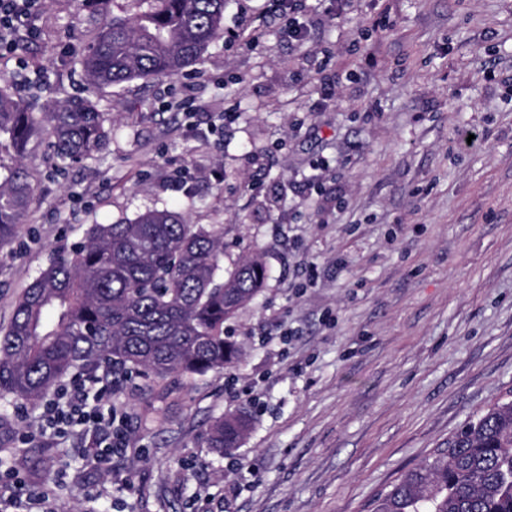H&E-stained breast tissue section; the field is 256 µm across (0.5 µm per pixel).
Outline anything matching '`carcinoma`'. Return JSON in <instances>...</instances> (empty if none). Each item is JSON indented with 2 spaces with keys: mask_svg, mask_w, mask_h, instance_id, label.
<instances>
[{
  "mask_svg": "<svg viewBox=\"0 0 512 512\" xmlns=\"http://www.w3.org/2000/svg\"><path fill=\"white\" fill-rule=\"evenodd\" d=\"M139 10L103 17L79 59L87 85L119 86L178 76L224 33L225 0H137ZM50 127L46 158L59 171L94 156L112 138L90 97L58 104L37 119L0 87V246L26 214L33 188L22 164L40 121ZM223 232L175 211L92 224L70 253H51L0 331V399L36 404L64 378L137 374L160 382L238 363L242 346L224 323L264 287L262 257L224 271ZM245 410L215 421L205 445L240 447ZM371 512H512V390L471 416L416 467L378 494Z\"/></svg>",
  "mask_w": 512,
  "mask_h": 512,
  "instance_id": "carcinoma-1",
  "label": "carcinoma"
}]
</instances>
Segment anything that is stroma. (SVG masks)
I'll return each mask as SVG.
<instances>
[{
    "mask_svg": "<svg viewBox=\"0 0 512 512\" xmlns=\"http://www.w3.org/2000/svg\"><path fill=\"white\" fill-rule=\"evenodd\" d=\"M296 4L303 40L281 36L279 0H227L195 76L97 91L116 134L65 174L38 127L32 199L0 247V325L52 250L152 209L222 229L225 269L257 253L268 277L225 324L238 364L113 381L130 447L111 469L40 434L42 405L13 411L0 457L52 475L0 512H365L512 390V0ZM99 17L43 0L20 46L42 83L15 85L32 112L75 94ZM243 408L240 448L204 447Z\"/></svg>",
    "mask_w": 512,
    "mask_h": 512,
    "instance_id": "stroma-1",
    "label": "stroma"
}]
</instances>
